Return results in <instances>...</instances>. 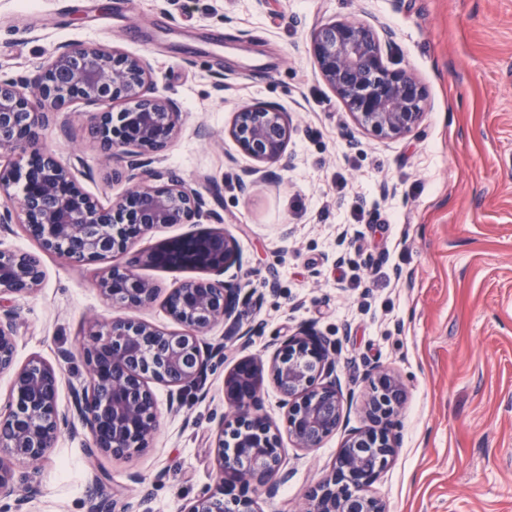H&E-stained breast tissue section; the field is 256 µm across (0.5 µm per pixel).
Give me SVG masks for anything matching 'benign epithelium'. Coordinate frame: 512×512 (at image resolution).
<instances>
[{"instance_id":"benign-epithelium-1","label":"benign epithelium","mask_w":512,"mask_h":512,"mask_svg":"<svg viewBox=\"0 0 512 512\" xmlns=\"http://www.w3.org/2000/svg\"><path fill=\"white\" fill-rule=\"evenodd\" d=\"M390 45L387 28L355 18L319 26L310 42L323 79L354 120L380 137L417 129L426 103L425 90L412 72L387 66ZM74 102L106 107L94 113L90 133L105 160H123L120 174L128 182L110 206L85 192L69 165L32 148L49 115ZM115 103L123 104L116 113L108 110ZM179 116L176 102L152 82L147 62L115 47L63 46L32 80L0 79V198L7 203L0 223L20 224L39 247L37 252L0 248V298L40 290L43 253L103 265V297L127 310L150 304L158 295L159 288L136 273L140 266L207 274L182 282L165 298L164 306L182 332H168L131 315L91 332L83 351L91 392L73 390L71 407L64 412L57 404L61 365L39 357L17 364V315L0 311V373L13 375L10 400L0 410V493L15 492L16 466L39 470L64 427L87 430L91 456L118 457L144 449L156 427V400L148 380L182 389L198 385L211 356L199 336L215 323H223L235 340L247 341L262 331L260 324H241L238 291L224 282L237 252L223 230L192 231L147 252L132 251L157 226L195 223L207 205L199 189L174 175L155 184L163 175L151 167L152 155L172 143ZM291 132L288 114L275 104L256 103L236 112L230 136L245 154L266 165L262 171L245 172L241 190L259 172L272 176L269 167L284 159ZM20 181L23 188L16 194ZM118 255L128 261L112 263ZM335 355L336 340L302 324L276 339L268 364L250 358L235 364L224 376V402L233 415L216 431L220 484L185 512H256L250 488L262 487L273 496L287 481L279 432L259 414L263 373H269L284 398L294 447L317 448L346 425ZM365 380L362 409L369 425L350 431L329 475L308 491L305 512H386L369 488L396 453L392 418L407 394L401 378L386 369L369 370ZM229 487L239 492L228 499ZM117 505L115 496L102 494L89 512H128Z\"/></svg>"}]
</instances>
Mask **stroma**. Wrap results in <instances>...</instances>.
Instances as JSON below:
<instances>
[{
  "instance_id": "stroma-1",
  "label": "stroma",
  "mask_w": 512,
  "mask_h": 512,
  "mask_svg": "<svg viewBox=\"0 0 512 512\" xmlns=\"http://www.w3.org/2000/svg\"><path fill=\"white\" fill-rule=\"evenodd\" d=\"M372 17L393 30L390 66L424 85L410 134L359 126L323 81L310 51L318 25ZM107 44L146 57L151 78L181 109L182 131L154 162L198 188L237 246L224 275L240 294L249 343L215 325L223 344L204 393L160 382L148 447L90 456L86 432L62 431L28 487L30 512H87L95 478L121 503L184 512L219 483L215 432L230 415L224 376L244 357L269 359L275 337L310 323L335 339L336 378L356 394L347 425L318 448L283 441L290 477L258 512H302L348 428L364 426L360 397L375 366L403 379L398 452L371 487L387 512H512V0H0V77H33L58 46ZM270 102L288 112L287 164L240 192L256 162L229 134L236 112ZM68 131L39 130L36 148L75 164L103 205L126 189L103 162L81 104ZM344 263H336L337 251ZM46 279L12 297L16 359L62 363L58 405L87 385L80 354L93 324L121 309L104 300L97 264L42 256ZM277 278V293L264 283Z\"/></svg>"
}]
</instances>
